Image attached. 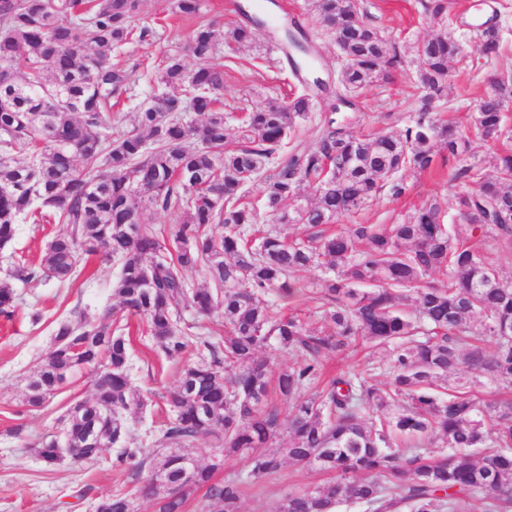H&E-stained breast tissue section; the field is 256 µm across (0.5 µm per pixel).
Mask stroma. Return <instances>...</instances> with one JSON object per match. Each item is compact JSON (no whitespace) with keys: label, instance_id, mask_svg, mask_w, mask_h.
Segmentation results:
<instances>
[{"label":"stroma","instance_id":"35a3bbf8","mask_svg":"<svg viewBox=\"0 0 512 512\" xmlns=\"http://www.w3.org/2000/svg\"><path fill=\"white\" fill-rule=\"evenodd\" d=\"M232 2L202 0L201 16L196 19L176 14L174 0H140L133 23L153 28L154 35L148 42L134 41L112 52L113 61L135 71L127 94L112 110L113 135L130 128L134 108L153 94L157 64L176 56L186 69L197 66V59L186 48V38L198 20L214 23L222 33L242 22L241 13L232 9ZM293 2L318 50L319 75L329 83L331 91L314 95L313 108L305 120L299 121L295 135L288 141V151L308 146L317 124L327 116L335 118L337 125L372 137L403 132L424 93L418 77L416 47L443 32L457 39L462 54L450 62L448 87L435 102L433 115L438 121L469 125L489 89L490 77H512V0H454L444 21L426 15L422 0H359L365 21L381 31L389 48L397 51L400 62L390 68L386 79L351 94L339 82L342 61L333 32L311 10L308 0ZM486 13L500 36V54L494 58L483 54L478 34L470 26L475 15ZM211 60L224 67V119L231 128L240 127L246 112L287 100L304 89L287 58L276 53L272 41L264 36L243 46L220 42ZM346 96L351 98V105H343ZM458 167L455 158L440 152L431 170L401 172L404 194L398 196L391 189H384L373 202L342 217L337 229L353 224H396L434 199L442 204L444 223H456L459 198L470 189L468 182L457 178ZM64 230L61 224H18L11 256L0 254V278L15 264L39 262L47 241ZM116 277L115 264L97 259L86 268L84 280L70 285L62 286L44 277L13 283L15 314L11 320L0 319V512H93V504L99 498L131 489L134 484L130 471L116 460L120 451L116 445L104 448L97 462L64 463L51 471L35 454L44 433L60 432L61 418L69 405L92 395L91 374L81 370L48 406L33 408L24 400L27 380L51 343L56 320L78 312L93 320L107 315L113 325L128 333L130 378L145 402L139 412L123 415L128 443L152 440L167 421L166 395L178 379L181 362L154 352L142 331L141 320L118 311L113 294ZM298 279L303 292L284 301L281 312L321 326L319 302L314 295L322 285L320 274L305 271L299 273ZM35 307L42 311V319L36 324L30 320ZM325 479V473L284 464L277 479L247 488L240 512H275L282 495Z\"/></svg>","mask_w":512,"mask_h":512}]
</instances>
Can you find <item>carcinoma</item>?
<instances>
[{
    "mask_svg": "<svg viewBox=\"0 0 512 512\" xmlns=\"http://www.w3.org/2000/svg\"><path fill=\"white\" fill-rule=\"evenodd\" d=\"M140 0H0V251L16 225L52 220L68 230L45 245L38 266L16 267L0 279V315L15 312L11 280L44 275L64 284L99 257L119 268V307L141 319L143 333L168 359L189 347L177 384L167 393L171 417L149 448H122L118 462L132 472L131 492L98 500L96 512H185L204 491L201 512H239L245 489L274 478L285 461L333 473L328 481L290 492L276 512H512V398L490 400L479 388L512 389V282L467 245L491 237L512 254V144L503 110L512 81L497 80L481 98L468 127L430 116L448 84V62L460 54L448 34L418 48L425 94L402 134L370 138L328 117L303 150L279 156L307 116L303 91L246 116L238 149L224 121L219 94L224 65L208 62L216 34L199 22L188 36L201 60L184 71L169 57L150 101L133 113L132 128L112 138V99L127 92L132 72L112 63L113 48L144 42L153 29L131 25ZM337 28L345 64L341 83L353 92L380 77L397 55L367 24L353 0H311ZM450 0H429L434 19L448 17ZM225 33L238 43L266 27L257 16ZM482 51L499 53L496 26H477ZM293 72L312 56L302 24L283 30ZM184 112L203 117L188 121ZM479 134L495 151L494 171L467 162L468 138ZM461 163L458 176L473 188L460 199L462 223L440 222L434 201L399 224H353L325 235L321 227L373 201L406 169L432 168L438 148ZM27 158L16 162L13 153ZM274 173L264 176L269 166ZM265 177V207L277 224H303L307 239L288 241L273 230L254 234L257 213L243 202L244 186ZM315 202L285 210L303 188ZM179 211L180 222L156 231L143 221L149 207ZM214 226L224 228L215 235ZM316 269L321 314L331 331L281 315L283 301L301 290L295 274ZM201 270L214 287L192 288L183 272ZM412 302L416 315L404 310ZM222 308L229 332L220 341L192 342L179 328L182 313L209 316ZM479 321L481 332L470 335ZM365 339L388 350L389 382L371 371L323 379V360ZM269 348L266 357L258 351ZM295 361L272 372L282 353ZM130 345L123 329L81 314L57 323L48 350L26 385L30 405H45L83 368L93 372L91 399L64 417L62 448L53 433L36 449L53 468L70 459L95 462L106 445L125 442L122 414L144 407L130 376ZM235 374L224 377L226 366ZM275 389L300 400L287 418L268 406ZM210 436L209 461L197 462V441ZM287 437L284 448L273 440ZM245 454L243 478L214 480L226 458Z\"/></svg>",
    "mask_w": 512,
    "mask_h": 512,
    "instance_id": "obj_1",
    "label": "carcinoma"
}]
</instances>
